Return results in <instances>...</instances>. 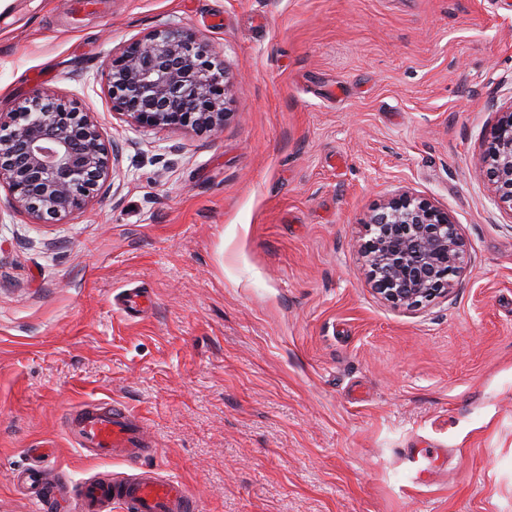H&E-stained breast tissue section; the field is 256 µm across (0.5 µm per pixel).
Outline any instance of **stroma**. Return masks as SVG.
<instances>
[{"label":"stroma","mask_w":512,"mask_h":512,"mask_svg":"<svg viewBox=\"0 0 512 512\" xmlns=\"http://www.w3.org/2000/svg\"><path fill=\"white\" fill-rule=\"evenodd\" d=\"M13 0L0 111L49 94L118 157L82 210L36 224L0 186V512L19 470L75 485L145 466L201 512H512V213L480 167L512 107L498 0ZM161 28L223 64V127L112 110L104 66ZM405 192L448 210L459 285L384 302L356 246ZM140 288L133 317L118 294ZM140 417L157 452L85 456L87 400ZM434 453L426 468L414 449Z\"/></svg>","instance_id":"35a3bbf8"}]
</instances>
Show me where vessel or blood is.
I'll list each match as a JSON object with an SVG mask.
<instances>
[{"instance_id": "b4317fda", "label": "vessel or blood", "mask_w": 512, "mask_h": 512, "mask_svg": "<svg viewBox=\"0 0 512 512\" xmlns=\"http://www.w3.org/2000/svg\"><path fill=\"white\" fill-rule=\"evenodd\" d=\"M66 430L77 447L102 459L136 462L154 455L138 416L120 404L98 400L82 403L67 419ZM22 482L32 488L33 512H55L59 502L56 484L39 471L23 473ZM124 512H199L200 503L180 481L145 469L121 481L89 479L73 499L74 512H110L113 505Z\"/></svg>"}]
</instances>
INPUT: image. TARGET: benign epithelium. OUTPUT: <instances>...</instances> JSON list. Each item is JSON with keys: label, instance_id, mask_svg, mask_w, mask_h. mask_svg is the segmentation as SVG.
<instances>
[{"label": "benign epithelium", "instance_id": "7a95c632", "mask_svg": "<svg viewBox=\"0 0 512 512\" xmlns=\"http://www.w3.org/2000/svg\"><path fill=\"white\" fill-rule=\"evenodd\" d=\"M112 111L149 127L224 125L230 84L193 33L161 29L125 45L105 69ZM498 206L512 211V107L498 114L482 157ZM113 172L97 125L66 101L35 95L0 121V185L34 220L83 209ZM360 244L375 290L412 309L446 296L463 269V243L447 210L399 194L372 215Z\"/></svg>", "mask_w": 512, "mask_h": 512}]
</instances>
